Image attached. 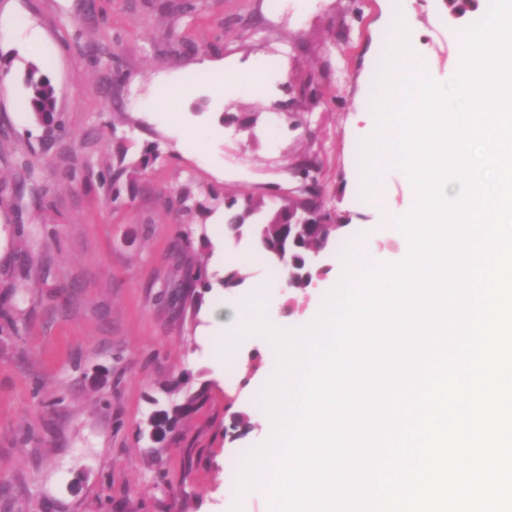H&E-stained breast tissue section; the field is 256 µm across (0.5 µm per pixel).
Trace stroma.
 I'll return each mask as SVG.
<instances>
[{
  "instance_id": "stroma-1",
  "label": "stroma",
  "mask_w": 512,
  "mask_h": 512,
  "mask_svg": "<svg viewBox=\"0 0 512 512\" xmlns=\"http://www.w3.org/2000/svg\"><path fill=\"white\" fill-rule=\"evenodd\" d=\"M391 0H0V512H230L228 462L265 440L261 394L277 356L260 334L228 337L206 320L267 281L263 314L298 328L339 282L341 256L365 248L401 260L389 215L415 192L387 167L380 201L364 199L361 150L388 48ZM427 76L444 84L479 11L411 0ZM213 62L212 74L195 65ZM39 68L66 125L51 134L27 108ZM261 69L263 99L225 94L214 76ZM130 158L159 157L112 180L118 137ZM306 160L326 209L347 224L329 270L302 292L274 277L257 242L224 230L227 195L269 205ZM44 198L18 190L17 162ZM190 192L205 223L167 199ZM191 234L212 287L166 299ZM238 270L241 286L222 280ZM179 391H171V384ZM194 411L164 442L138 437L151 399Z\"/></svg>"
}]
</instances>
